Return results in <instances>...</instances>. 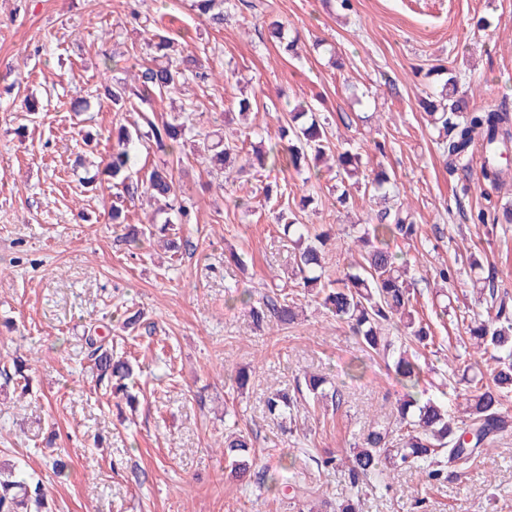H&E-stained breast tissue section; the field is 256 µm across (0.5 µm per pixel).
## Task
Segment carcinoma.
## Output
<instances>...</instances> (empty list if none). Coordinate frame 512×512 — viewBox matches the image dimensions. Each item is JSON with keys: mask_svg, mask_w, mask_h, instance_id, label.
Masks as SVG:
<instances>
[{"mask_svg": "<svg viewBox=\"0 0 512 512\" xmlns=\"http://www.w3.org/2000/svg\"><path fill=\"white\" fill-rule=\"evenodd\" d=\"M191 9L217 29L223 28L230 16L224 0H191ZM267 30L270 40L283 53L294 52L298 37H289L284 23L274 20ZM173 43L169 36L152 35L148 41L151 60L140 65L134 81L114 78L112 85L105 87V95L113 105L123 107L136 102L149 106L157 97L211 81L213 70L195 55L171 56ZM442 98L447 103L439 111L424 99L418 104L426 111L428 124L444 132L441 148L448 168L455 171L468 163L479 143L483 152L482 178L494 186L504 183L508 167L502 165L501 159L512 150V114L497 110L469 112L461 100H453L447 93ZM138 117L139 121L129 127L121 124L112 128V154L104 172L112 179V186L121 189L119 197L132 201L146 195L161 203L160 212L166 218L154 232L167 238L168 248L175 254L187 250L189 240L167 237L170 225L198 223L195 202L174 185V164L183 161L181 150L186 145L193 146L197 161L224 183L235 181V174L247 167L264 169L269 165L298 173L306 168L317 178V161L330 149L327 120L318 119L300 104L288 108L286 125L281 127V139L287 143L254 146L252 153L243 158L224 139H211L197 130L185 114L161 122L143 111ZM141 144L163 157L144 173L136 164V150ZM358 163L359 153L352 149L338 152L335 177L341 185L356 176ZM371 186L386 199L393 183L381 169L374 174ZM275 219L285 234L295 238L298 253L292 275L303 288L316 291L322 306L348 326L362 350L383 357L386 369L410 390L396 403L395 428L374 427L350 449L351 488L386 487L390 472L398 468L414 469L428 481L440 479L447 468L462 472L482 454L488 442L512 430V417L507 412L512 398V300L506 293L498 294L492 278L476 275L482 270L479 258L470 256L469 268L475 273L474 286L495 316L483 319L475 314L462 319V323L467 340L493 365L492 378L488 384L483 382L477 362L462 370L465 418L461 419L443 399L411 394L424 380L427 368L419 349L432 344L434 336L429 323L418 316L414 304L416 280L409 276L408 261L390 248L392 242L409 241L420 235V225L410 220L403 203L379 211L370 224H351L345 229L359 249V260L339 271L334 279L326 276L323 256L335 235L328 230L313 232L309 225L284 210ZM244 302L250 304L252 319L259 327L271 318L288 325L297 317L296 306L286 296L267 297L255 303L248 297ZM87 345L97 382L107 386L115 383L119 390L125 388L123 381L132 374L128 361L114 357L95 338H88ZM303 379L306 395L313 402L340 403L341 391L335 385L326 386V378L306 373ZM301 402L300 398L278 392L267 398L266 407L285 425L295 419ZM249 448L243 434L235 430L225 434L224 456L232 477L243 478L249 472ZM48 494L45 484L22 467L7 468L0 463V512H43Z\"/></svg>", "mask_w": 512, "mask_h": 512, "instance_id": "cac0c4a2", "label": "carcinoma"}]
</instances>
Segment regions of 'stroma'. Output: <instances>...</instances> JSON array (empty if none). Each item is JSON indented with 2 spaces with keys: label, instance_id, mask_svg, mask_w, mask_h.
<instances>
[{
  "label": "stroma",
  "instance_id": "35a3bbf8",
  "mask_svg": "<svg viewBox=\"0 0 512 512\" xmlns=\"http://www.w3.org/2000/svg\"><path fill=\"white\" fill-rule=\"evenodd\" d=\"M234 2V18L216 30L187 0H0V461L21 460L43 479L50 512H319L351 490L344 468L318 469L315 457L344 453L368 429L392 425L404 393L376 355L365 358L361 378L348 379L361 348L294 279L296 248L275 222L286 209L333 228L332 274L357 258L345 225L370 222L379 196L358 188L344 207L333 174L308 185L277 168L244 170L237 189L222 191L188 156L174 175L197 206V223L180 227L193 250L174 260L160 238L123 241L110 219L115 188L89 179L112 151L113 125L136 114L115 110L99 91L106 66L121 77L137 71L150 32H181L214 72L234 71L232 81L191 89L203 132L222 131L243 148L275 142L286 102L303 101L327 117L332 145L359 149L361 175L378 167L395 174L421 226L417 240L391 249L408 260L434 335L427 394L440 395L446 370L470 361L458 318L480 307L471 252L512 295V224L477 219L512 205V183L484 182L477 156L449 172L417 104L439 96L451 73L470 110L512 113V0H352L347 10L336 0ZM134 8L148 14L147 29L132 24ZM274 20L299 35L298 57L267 42ZM27 96L39 103L36 114L26 112ZM243 97L259 108L251 131L237 115ZM269 183L278 191L268 196ZM240 197L250 212L237 206ZM444 264L460 273L439 319L433 275ZM245 293L256 301L288 295L301 312L293 324L256 327ZM134 314L135 328H123ZM90 335L133 366L134 406L97 386ZM31 351L24 395L4 371ZM241 368L250 379L237 392L224 377ZM306 372L338 383L342 400L307 405L293 433L282 434L265 400L296 389ZM228 413L253 443L242 481L224 459ZM56 457L68 465L65 477L48 465ZM359 512H512V432L461 476L429 484L396 470L389 488L360 495Z\"/></svg>",
  "mask_w": 512,
  "mask_h": 512
}]
</instances>
